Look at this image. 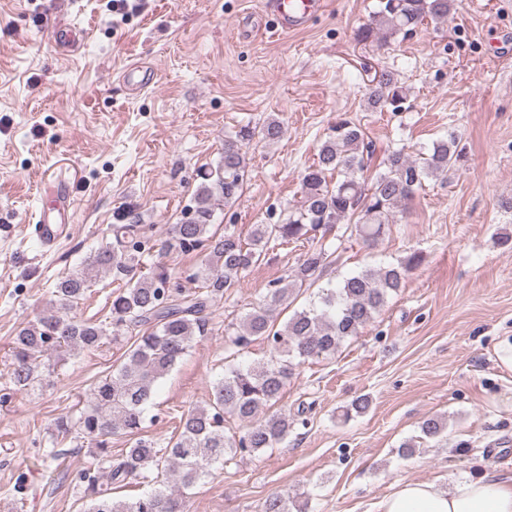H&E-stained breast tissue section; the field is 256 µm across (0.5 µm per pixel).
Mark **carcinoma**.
I'll return each instance as SVG.
<instances>
[{
	"mask_svg": "<svg viewBox=\"0 0 512 512\" xmlns=\"http://www.w3.org/2000/svg\"><path fill=\"white\" fill-rule=\"evenodd\" d=\"M455 0H378L369 23L355 37L360 42L379 41L385 34L413 32L429 20H448ZM407 100L404 87L383 72L367 93L371 109L399 112ZM284 125L276 118L262 124L243 125L224 139V152L214 167L200 172V183L189 207L190 217L168 231L163 249L189 253L200 247L207 254L192 274L198 290L187 294L170 285L171 276L159 264L133 276L142 264L139 225H112V245L99 249L81 269L55 281L49 310L20 328L12 343L9 384L28 391L40 383L43 357L72 349L91 350L104 340L131 334L134 342L111 374L96 379L90 399L77 418L65 414L55 423L56 437L82 438L92 448L93 463L83 472L88 501L83 512H187L184 490L210 474L213 463L241 452L256 454L284 442L305 420L286 413L260 416L282 397L295 367L311 359L332 357L343 343L359 335L403 287L421 256L386 266L366 267L348 275L334 288L324 289L308 306L277 324L278 307L296 300L302 287L312 286L332 263L326 244L310 247L285 280L269 290L268 299L247 312L239 323L224 329V349L240 352L254 343L267 346L270 358L259 365L229 364L217 382L210 402L182 413L166 448L142 436L146 407L155 387L182 359L194 341L210 332V303L240 285L245 273L267 255L275 240L288 244L332 232L338 224L365 241L380 238L394 223L427 179H445L463 162L458 136L450 133L416 157L405 149L389 150L372 178L363 177L374 154L359 124L342 119L331 127L317 160L302 177L300 200L288 206L275 224H255L248 238L234 232L210 231L215 205L234 200L248 177L243 146L256 139L278 142ZM336 180H331V177ZM103 274L129 277L98 322L84 321L72 312ZM247 424L242 435L226 432L227 419ZM447 422L430 416L420 424L426 439H438ZM114 435L132 439L131 447L116 457L107 451ZM165 476L171 486L137 498L122 499L113 491L149 471ZM308 503L282 495L267 499L264 512H307Z\"/></svg>",
	"mask_w": 512,
	"mask_h": 512,
	"instance_id": "1",
	"label": "carcinoma"
}]
</instances>
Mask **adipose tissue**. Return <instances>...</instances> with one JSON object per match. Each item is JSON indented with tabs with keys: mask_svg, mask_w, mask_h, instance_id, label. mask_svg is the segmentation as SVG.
Wrapping results in <instances>:
<instances>
[{
	"mask_svg": "<svg viewBox=\"0 0 512 512\" xmlns=\"http://www.w3.org/2000/svg\"><path fill=\"white\" fill-rule=\"evenodd\" d=\"M375 512H512V480L496 470L454 477L449 489L403 480L377 501Z\"/></svg>",
	"mask_w": 512,
	"mask_h": 512,
	"instance_id": "1",
	"label": "adipose tissue"
}]
</instances>
